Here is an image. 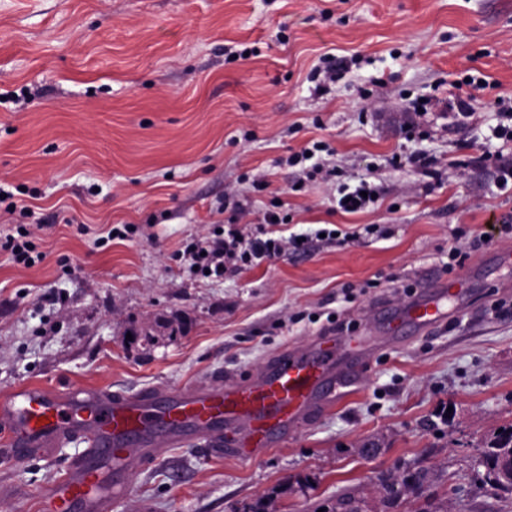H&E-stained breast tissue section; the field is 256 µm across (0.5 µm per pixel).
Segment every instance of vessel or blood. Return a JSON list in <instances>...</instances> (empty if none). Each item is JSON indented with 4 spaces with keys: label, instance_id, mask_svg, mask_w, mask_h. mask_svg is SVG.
I'll return each mask as SVG.
<instances>
[{
    "label": "vessel or blood",
    "instance_id": "vessel-or-blood-1",
    "mask_svg": "<svg viewBox=\"0 0 512 512\" xmlns=\"http://www.w3.org/2000/svg\"><path fill=\"white\" fill-rule=\"evenodd\" d=\"M470 272L453 281L426 277L401 310L388 313L383 345L406 329L432 332L466 309ZM376 354L361 332L327 333L303 349L286 347L257 374L229 383L61 391L20 385L0 394V445L16 461L46 456L77 439L85 448L63 476L42 486L44 512H112L126 486L125 461L138 450L153 461L161 448L199 440L242 461L287 442L299 425L346 402Z\"/></svg>",
    "mask_w": 512,
    "mask_h": 512
}]
</instances>
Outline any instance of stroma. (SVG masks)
Returning a JSON list of instances; mask_svg holds the SVG:
<instances>
[{"label": "stroma", "mask_w": 512, "mask_h": 512, "mask_svg": "<svg viewBox=\"0 0 512 512\" xmlns=\"http://www.w3.org/2000/svg\"><path fill=\"white\" fill-rule=\"evenodd\" d=\"M326 54L349 66L319 93ZM24 87L18 111L2 95ZM472 92L474 114L454 110ZM501 99L512 0H0V188L15 206L0 203V238L26 228L37 253H0V392L228 384L327 333L331 314L383 335L377 304L466 267L471 312L380 355L355 397L245 462L202 442L147 464L129 452L113 512H318L344 493L377 512L398 468L428 470L449 512H512L474 467L512 425V268L484 269L512 252ZM314 141L329 150L310 179L290 158ZM412 152L431 173L392 165ZM362 178L377 201L338 209ZM274 208L308 253L220 282L190 272L186 243ZM125 224L132 237L109 238ZM81 451L0 450V512H41V486Z\"/></svg>", "instance_id": "35a3bbf8"}]
</instances>
